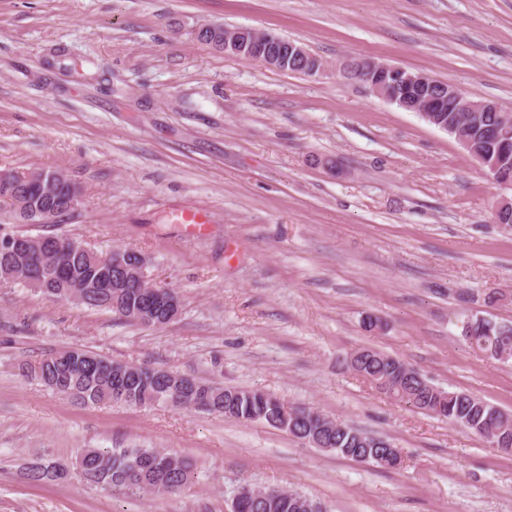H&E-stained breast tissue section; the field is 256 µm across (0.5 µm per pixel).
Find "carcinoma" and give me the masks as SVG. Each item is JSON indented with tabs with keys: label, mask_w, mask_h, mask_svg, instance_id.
Listing matches in <instances>:
<instances>
[{
	"label": "carcinoma",
	"mask_w": 512,
	"mask_h": 512,
	"mask_svg": "<svg viewBox=\"0 0 512 512\" xmlns=\"http://www.w3.org/2000/svg\"><path fill=\"white\" fill-rule=\"evenodd\" d=\"M436 118L448 123V135L464 137L480 152L484 168L505 165L496 146L490 145L487 132L497 123L496 112H439ZM57 171H45L40 193L20 188L12 176L0 178V201L5 202L16 224H34L50 218V212L62 218L72 213L68 203L77 193L68 178L56 177ZM21 240L22 251L6 255L0 249V280L35 288L58 299L71 300L89 308L110 311L125 321L144 327L162 328L171 320L166 311L148 324L138 315L146 289L134 277L119 278L117 288H95L100 268L112 263V254H99L81 242L54 236L45 239L20 231L0 233ZM462 339L472 349L494 359L505 354L512 360V322L486 317H470L462 324ZM350 368L381 393L404 402L429 416L448 420L487 440L498 451L512 454V418L495 405L464 390H445L432 384L415 368L397 357L376 349H360L350 355ZM122 367L82 349H67L22 366L31 377L55 394L84 404H108L127 407H153L182 403L194 410L217 413L228 420L259 422L278 428L283 412L299 415L295 426L298 439L312 443L316 438L329 450L359 462L392 469L398 448L388 439L378 448L368 434L343 425L328 427V422L312 409L288 406L281 398L259 388H240L206 383L168 370L141 367L128 376L118 374ZM57 462L37 458L26 468L35 482H62L71 473H61ZM78 476L104 490L126 493H178L194 476L192 463L176 454L157 448H84L72 463ZM255 488L244 484L239 498L231 505L238 512H325L321 503L300 493L285 490L254 495Z\"/></svg>",
	"instance_id": "1"
}]
</instances>
